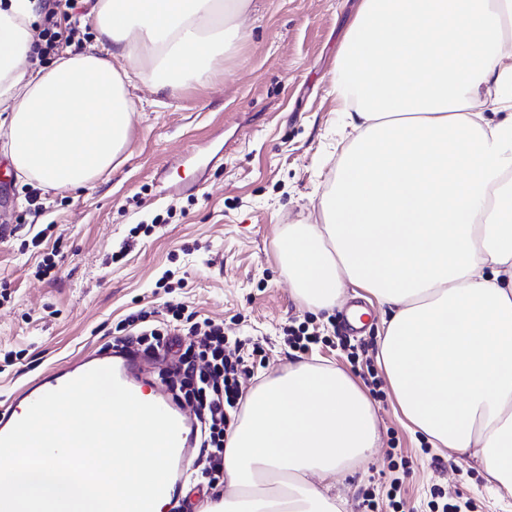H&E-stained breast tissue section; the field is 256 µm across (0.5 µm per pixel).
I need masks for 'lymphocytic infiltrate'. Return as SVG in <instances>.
I'll list each match as a JSON object with an SVG mask.
<instances>
[{
    "label": "lymphocytic infiltrate",
    "instance_id": "f902f5d3",
    "mask_svg": "<svg viewBox=\"0 0 512 512\" xmlns=\"http://www.w3.org/2000/svg\"><path fill=\"white\" fill-rule=\"evenodd\" d=\"M77 0H53L46 7L42 37L45 52H58L80 42L78 27H61L59 9L75 10ZM130 330L120 339L122 349L160 357L157 376L162 384L193 406L199 422V452L190 482L195 488L214 486L224 472V448L234 416L243 399V383L254 375L242 340H229L222 323L185 313L183 306L166 307L162 324L145 312L128 316Z\"/></svg>",
    "mask_w": 512,
    "mask_h": 512
}]
</instances>
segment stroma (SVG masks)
<instances>
[{
  "label": "stroma",
  "instance_id": "35a3bbf8",
  "mask_svg": "<svg viewBox=\"0 0 512 512\" xmlns=\"http://www.w3.org/2000/svg\"><path fill=\"white\" fill-rule=\"evenodd\" d=\"M359 4L248 0L241 36L211 79L159 92L132 77L126 160L86 188L20 182L0 155V407L53 366L112 350L129 315L179 303L223 322L230 338L262 347L254 382L295 361L328 363L362 382L376 376L370 400L381 446L333 488L342 512H392L379 492L392 474L403 480L406 512L468 501L474 512H512V493L478 459L410 431L382 368L368 370L384 306L348 284L343 307L312 311L294 297L278 260L288 225L322 223L318 201L348 146L334 81ZM156 219L153 233L138 232ZM125 241L128 254L112 263ZM46 260L54 267L38 277ZM167 271L179 281L170 293L157 285ZM353 306L367 315L350 332ZM299 326L318 332L320 343L290 348L284 331ZM371 489L373 509L364 502Z\"/></svg>",
  "mask_w": 512,
  "mask_h": 512
}]
</instances>
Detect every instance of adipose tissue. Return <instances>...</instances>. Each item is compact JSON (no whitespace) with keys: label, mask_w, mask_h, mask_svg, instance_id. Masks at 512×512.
Instances as JSON below:
<instances>
[{"label":"adipose tissue","mask_w":512,"mask_h":512,"mask_svg":"<svg viewBox=\"0 0 512 512\" xmlns=\"http://www.w3.org/2000/svg\"><path fill=\"white\" fill-rule=\"evenodd\" d=\"M38 3L0 8V153L74 191L121 163L130 77L212 76L244 0H96L97 51L34 66ZM492 88L496 123L479 108ZM334 91L357 136L322 223L280 235L293 294L330 312L350 283L387 306L378 358L402 416L512 491V0H361ZM379 446L350 374L290 364L243 402L219 512H341L337 478Z\"/></svg>","instance_id":"1"}]
</instances>
